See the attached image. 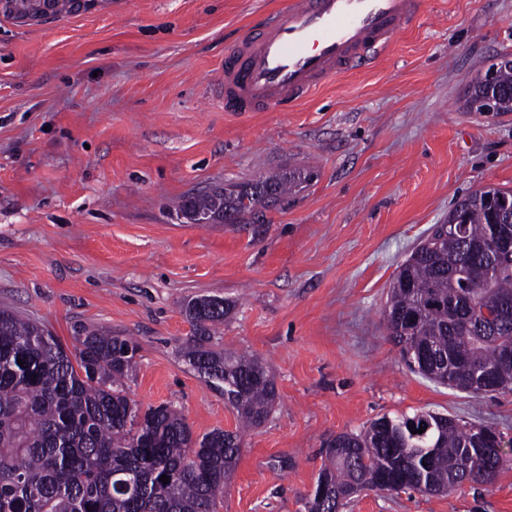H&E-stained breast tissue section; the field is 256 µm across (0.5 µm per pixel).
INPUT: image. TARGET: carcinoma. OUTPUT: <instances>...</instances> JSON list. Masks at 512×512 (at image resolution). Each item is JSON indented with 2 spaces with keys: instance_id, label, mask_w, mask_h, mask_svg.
Segmentation results:
<instances>
[{
  "instance_id": "obj_1",
  "label": "carcinoma",
  "mask_w": 512,
  "mask_h": 512,
  "mask_svg": "<svg viewBox=\"0 0 512 512\" xmlns=\"http://www.w3.org/2000/svg\"><path fill=\"white\" fill-rule=\"evenodd\" d=\"M42 0H11L6 17L41 19ZM512 67L495 85L477 80L468 105L491 99L512 112ZM254 185L222 186L183 197L187 224H239L257 207L276 206L295 186L284 174ZM512 191L484 187L463 198L443 224L398 267L383 310L388 336L409 369L472 394V371L493 367L512 347V264L491 262L494 232L512 235ZM495 312L472 321L471 301ZM229 305L217 297L189 302L192 336L184 361L237 413L241 425L266 421L277 398L268 366L216 348ZM75 354L40 323L0 309V512H220L224 485L241 452L239 431L216 429L200 439L171 404L143 410L127 393L137 345L125 336L80 328ZM24 361L20 365L17 360ZM497 393H512V365L493 373ZM423 427L419 434L415 428ZM473 424L446 414L383 415L358 433L336 435L326 448L304 512H339L358 493L448 492L464 482L490 483L503 457L491 449L464 461ZM163 475L168 483L159 481Z\"/></svg>"
}]
</instances>
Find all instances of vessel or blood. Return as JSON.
Segmentation results:
<instances>
[{
    "mask_svg": "<svg viewBox=\"0 0 512 512\" xmlns=\"http://www.w3.org/2000/svg\"><path fill=\"white\" fill-rule=\"evenodd\" d=\"M426 0H291L224 60V109L297 107L336 76L368 67Z\"/></svg>",
    "mask_w": 512,
    "mask_h": 512,
    "instance_id": "obj_1",
    "label": "vessel or blood"
}]
</instances>
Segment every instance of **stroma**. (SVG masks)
I'll return each mask as SVG.
<instances>
[{"instance_id": "stroma-1", "label": "stroma", "mask_w": 512, "mask_h": 512, "mask_svg": "<svg viewBox=\"0 0 512 512\" xmlns=\"http://www.w3.org/2000/svg\"><path fill=\"white\" fill-rule=\"evenodd\" d=\"M288 3L93 0L0 17V308L67 346L83 325L130 338V398L173 404L200 437L237 418L179 356L184 307L227 301L220 348L267 363L278 398L242 431L221 512H304L336 434L428 410L500 434L493 483L367 491L342 512H512V393L412 373L382 320L431 225L476 189L512 190V112L465 105L512 53V0H427L371 67L295 111H225L227 49ZM285 173L299 178L288 199L240 224L175 216L184 194Z\"/></svg>"}]
</instances>
